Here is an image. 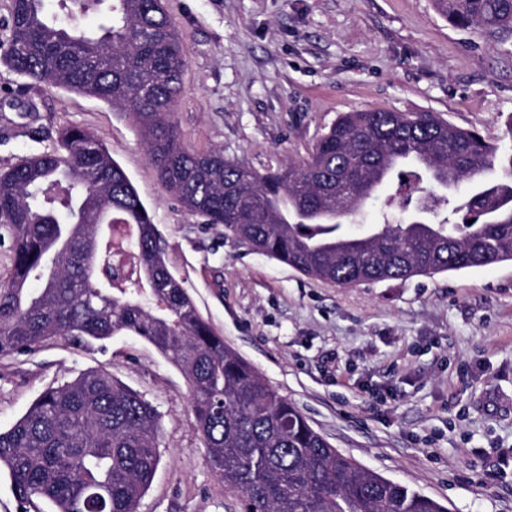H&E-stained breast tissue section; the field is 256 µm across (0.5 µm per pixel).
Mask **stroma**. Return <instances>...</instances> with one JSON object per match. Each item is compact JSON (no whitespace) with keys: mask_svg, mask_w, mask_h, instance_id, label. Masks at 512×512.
Listing matches in <instances>:
<instances>
[{"mask_svg":"<svg viewBox=\"0 0 512 512\" xmlns=\"http://www.w3.org/2000/svg\"><path fill=\"white\" fill-rule=\"evenodd\" d=\"M187 66V147L264 173L302 164L342 112H434L507 141L512 41L435 0H167ZM92 131L158 228L169 270L225 344L363 468L449 512H512V261L344 288L189 214L125 113L31 84L0 61V170ZM101 369L158 411L160 463L138 512H240L194 429L182 373L135 336L49 339L0 357V429L47 387Z\"/></svg>","mask_w":512,"mask_h":512,"instance_id":"1","label":"stroma"}]
</instances>
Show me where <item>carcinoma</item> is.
Masks as SVG:
<instances>
[{"instance_id": "obj_1", "label": "carcinoma", "mask_w": 512, "mask_h": 512, "mask_svg": "<svg viewBox=\"0 0 512 512\" xmlns=\"http://www.w3.org/2000/svg\"><path fill=\"white\" fill-rule=\"evenodd\" d=\"M448 21L512 40V0H435ZM10 0L0 44L13 71L104 101L137 129L160 182L187 212L303 274L341 286L512 261V146L432 112H348L301 166L260 174L182 143L174 107L186 66L165 0ZM98 17L88 27L83 18ZM384 169L380 222L344 221ZM468 184L457 197L452 187ZM433 207L414 224L418 200ZM0 356L52 338L138 336L183 373L196 431L242 512H448L332 448L224 344L168 269L156 225L123 168L87 128L0 172ZM41 288H28L30 281ZM155 408L88 369L46 389L0 429V473L20 512H137L159 465Z\"/></svg>"}]
</instances>
